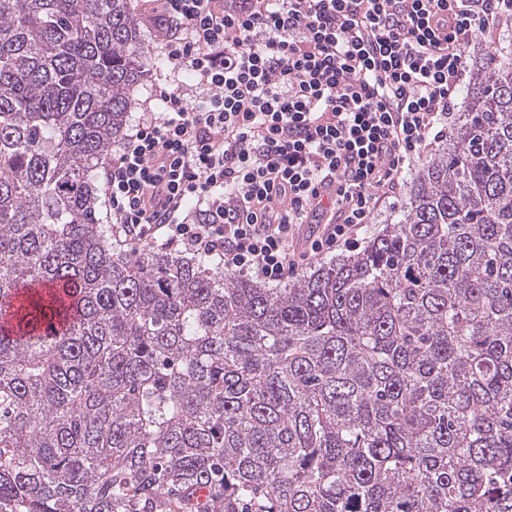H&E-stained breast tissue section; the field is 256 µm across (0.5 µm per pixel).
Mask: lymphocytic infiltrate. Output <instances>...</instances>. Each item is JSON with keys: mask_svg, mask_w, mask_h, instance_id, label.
<instances>
[{"mask_svg": "<svg viewBox=\"0 0 512 512\" xmlns=\"http://www.w3.org/2000/svg\"><path fill=\"white\" fill-rule=\"evenodd\" d=\"M154 2L167 59L193 87L163 92L109 158L112 232L272 284L373 222L446 136L472 34L512 12V0Z\"/></svg>", "mask_w": 512, "mask_h": 512, "instance_id": "1", "label": "lymphocytic infiltrate"}]
</instances>
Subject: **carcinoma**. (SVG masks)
<instances>
[{"mask_svg": "<svg viewBox=\"0 0 512 512\" xmlns=\"http://www.w3.org/2000/svg\"><path fill=\"white\" fill-rule=\"evenodd\" d=\"M133 0H0V512H512V43L408 203L281 288L117 251Z\"/></svg>", "mask_w": 512, "mask_h": 512, "instance_id": "1", "label": "carcinoma"}]
</instances>
